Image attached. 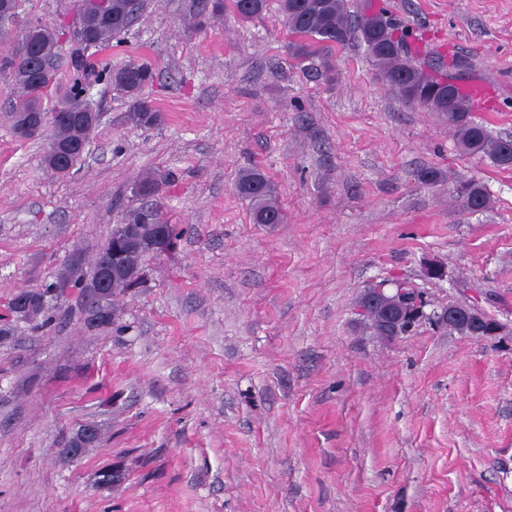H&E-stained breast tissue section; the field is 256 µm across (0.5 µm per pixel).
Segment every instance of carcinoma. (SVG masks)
Segmentation results:
<instances>
[{
  "instance_id": "1",
  "label": "carcinoma",
  "mask_w": 512,
  "mask_h": 512,
  "mask_svg": "<svg viewBox=\"0 0 512 512\" xmlns=\"http://www.w3.org/2000/svg\"><path fill=\"white\" fill-rule=\"evenodd\" d=\"M231 5L239 18L247 21L263 13L267 0H231ZM141 7L142 0H108V11L98 15L83 11L81 0H75V28L81 29L84 37L75 39L66 52L61 51L51 26L46 24L36 33L24 30L15 51L0 59V72L10 76L21 90L10 110L12 127L18 136L30 138L27 123L36 118L35 111L43 108L45 89L54 83L64 62L86 84L110 80L112 85L133 98L131 118L136 125L150 128L160 124L161 114L150 100L142 97L143 89L155 77L150 63L114 64L109 60H96L88 54V50L106 47L112 39L127 31ZM280 10L288 33L297 38L291 43L295 60L302 63L316 57L327 67L329 55L335 48L343 47L355 38L360 39L378 66L383 81L398 91L404 103L438 112L448 119L463 154L486 156L496 166L512 169L508 139L493 137L483 123L475 120L473 102L464 90V78L448 74L435 77L413 64L406 35L398 32L388 12L374 9L371 0H366L362 12L354 18L347 11L346 0H281ZM62 104L66 108L64 116L53 117L50 121V142L69 145L72 150L63 163L49 153L42 157L44 168L58 176L63 170H71L82 157L96 128L94 124L74 123V117L90 110L79 84H73ZM168 182L166 174H148L140 179L138 189L145 196H157ZM235 191L249 201L255 223L287 222L275 185L260 170L243 171L235 182ZM459 193L471 212L484 211L491 204L483 186L474 179L462 182ZM132 229L144 236L161 231L172 240L176 238L174 225L162 219L158 207L142 206L126 212L123 222L115 225L110 237L97 250L89 271L76 269L53 287L24 292L30 299L27 307H18L12 300L7 303L8 314L0 318V339L8 340L20 323L27 324L33 332L50 324L55 318L57 304L66 298L67 287L78 289L83 282L95 279L104 264L112 263V242L127 236ZM144 259L143 251L131 247L117 260L113 295L127 292L132 283L141 280Z\"/></svg>"
}]
</instances>
